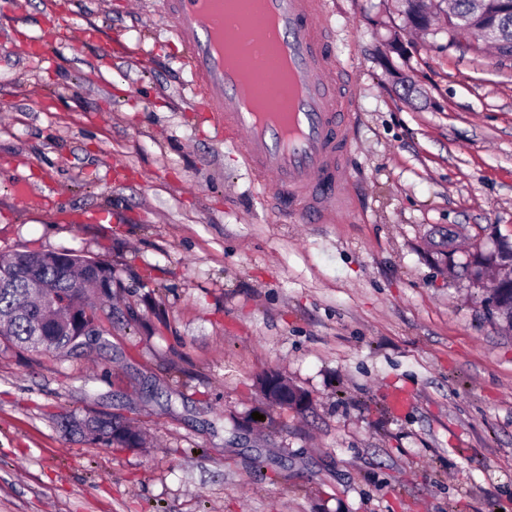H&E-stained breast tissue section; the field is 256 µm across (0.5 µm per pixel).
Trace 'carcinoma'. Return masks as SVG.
Here are the masks:
<instances>
[{"label": "carcinoma", "instance_id": "1", "mask_svg": "<svg viewBox=\"0 0 512 512\" xmlns=\"http://www.w3.org/2000/svg\"><path fill=\"white\" fill-rule=\"evenodd\" d=\"M469 0H454L448 14V33L458 29L459 19L471 18ZM497 49L512 51V16L498 19ZM488 258L478 257L474 266H459V276L478 282ZM112 267L101 260L88 263L76 253L66 259L58 251L20 252L0 256V337L28 351L39 353L63 352L85 356L93 348L106 345L112 328ZM54 297L64 308L76 305L90 319L91 327L84 333L72 331L63 321V314L48 313L40 293ZM486 306L512 328V284L504 282L498 288H484ZM65 430L70 434L88 436L108 447L144 449L140 433L121 418L93 416L79 419L64 417Z\"/></svg>", "mask_w": 512, "mask_h": 512}]
</instances>
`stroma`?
Here are the masks:
<instances>
[{"label": "stroma", "instance_id": "35a3bbf8", "mask_svg": "<svg viewBox=\"0 0 512 512\" xmlns=\"http://www.w3.org/2000/svg\"><path fill=\"white\" fill-rule=\"evenodd\" d=\"M24 3L0 0V254L71 249L115 284L101 351L0 339V512H512V333L429 246L512 242V58L327 0L358 87L350 207L284 224L201 124L158 0ZM50 11L98 42L47 40ZM271 372L308 406L268 402ZM63 420L68 433L88 436L107 447L124 448L129 451L130 448H135L133 451H139L145 447V441L140 433L114 415L79 419L69 414L65 415Z\"/></svg>", "mask_w": 512, "mask_h": 512}]
</instances>
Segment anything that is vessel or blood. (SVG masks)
<instances>
[{
  "mask_svg": "<svg viewBox=\"0 0 512 512\" xmlns=\"http://www.w3.org/2000/svg\"><path fill=\"white\" fill-rule=\"evenodd\" d=\"M252 25L274 23L269 55L233 66L216 48L220 15L206 0H162V11L186 46L205 119L227 138H241L247 167L282 216L331 224L347 208L343 159L356 120L355 84L323 22L326 0H254Z\"/></svg>",
  "mask_w": 512,
  "mask_h": 512,
  "instance_id": "obj_1",
  "label": "vessel or blood"
}]
</instances>
